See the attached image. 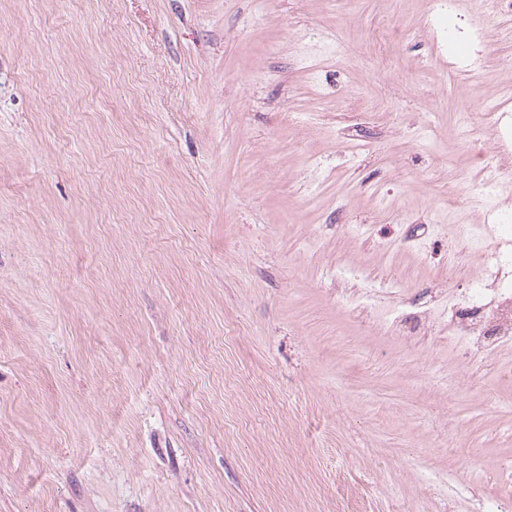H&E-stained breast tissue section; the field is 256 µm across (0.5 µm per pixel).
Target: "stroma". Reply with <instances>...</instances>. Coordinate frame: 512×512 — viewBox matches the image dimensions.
<instances>
[{
	"label": "stroma",
	"instance_id": "35a3bbf8",
	"mask_svg": "<svg viewBox=\"0 0 512 512\" xmlns=\"http://www.w3.org/2000/svg\"><path fill=\"white\" fill-rule=\"evenodd\" d=\"M428 2L0 0V512H512V351L386 324L336 273L436 291L448 237L426 265L330 219L445 209L476 177L457 113L512 91V15L466 0L472 79ZM330 35L317 93L290 49ZM463 19L460 0H432L420 32L440 48L442 58L448 57V69L471 76L482 66L488 36L482 28L463 24Z\"/></svg>",
	"mask_w": 512,
	"mask_h": 512
}]
</instances>
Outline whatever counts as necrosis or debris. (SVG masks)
Instances as JSON below:
<instances>
[{
	"label": "necrosis or debris",
	"instance_id": "necrosis-or-debris-1",
	"mask_svg": "<svg viewBox=\"0 0 512 512\" xmlns=\"http://www.w3.org/2000/svg\"><path fill=\"white\" fill-rule=\"evenodd\" d=\"M463 18L461 0H432L420 31L440 48L449 69L471 76L482 65L487 33L464 24ZM459 123L461 148L480 150L481 179L471 193L474 210L469 221L447 229L461 245L447 276L465 277L467 295L448 293L410 317L446 323L448 343L456 350L493 354L512 346V199L502 194L512 183V108L488 96L475 110L461 113ZM445 230L428 224L419 233L406 220H396L386 225L380 252L389 258L409 253L427 259L431 243Z\"/></svg>",
	"mask_w": 512,
	"mask_h": 512
}]
</instances>
